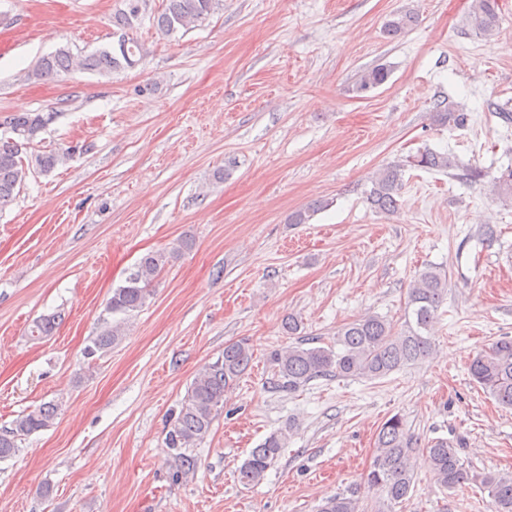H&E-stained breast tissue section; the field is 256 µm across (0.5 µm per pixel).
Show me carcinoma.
<instances>
[{
	"mask_svg": "<svg viewBox=\"0 0 512 512\" xmlns=\"http://www.w3.org/2000/svg\"><path fill=\"white\" fill-rule=\"evenodd\" d=\"M123 8L115 13L113 23L127 35V45L117 52L104 47L82 57L79 67L101 75H110L119 68H132L144 56V46L136 35V22L146 9V0H122ZM224 8V0H162L152 23L164 36L188 31ZM471 25L484 37L495 35L499 26L498 0H471ZM416 14L407 10L393 16L385 25L388 34L396 36L414 26ZM74 65L66 49L41 57L27 73L29 79H46L68 72ZM389 77L385 67L363 72L356 92L364 93L382 85ZM436 121L455 126L468 123V114L450 106L447 101L434 104ZM54 119L52 112H23L9 118L7 132L0 133V210L9 206L15 192L31 173L48 174L64 164L71 150H36L34 142ZM425 171L447 172L458 168L455 158L430 148L410 155L404 164L386 165L371 178L366 191L370 207L383 214L398 212L400 190L406 167ZM494 199L512 201V168L497 177L492 184ZM325 208L315 201L288 216L290 224H307ZM188 238L177 241L169 250L152 251L140 258L125 284L112 289L106 311L111 315L130 317L147 305L158 280L171 258L191 248ZM448 292V276L436 266L418 272L408 292L407 317L402 328L377 315H365L345 324L336 332L335 343L310 346L303 339L275 351L271 357L275 385L292 392L315 378L338 377L382 378L409 364L430 356L435 345L427 332ZM61 321V315H44L34 322L31 336H50ZM122 322H105L86 355L106 352L121 338ZM253 352L249 343L238 340L224 344L217 359L205 365L190 383L181 402L179 413L169 431L168 447L178 451L180 472L196 470L198 460L185 450L195 447L209 434L221 407L224 395L250 369ZM472 380L499 405L512 409V337L504 336L486 349L478 351L469 364ZM55 401L40 404L34 410L18 416L11 428L0 433V460L13 457L19 443L32 434L51 427L58 416ZM288 440L283 430L269 434L251 449L238 470V479L245 486L261 483L276 463ZM416 440L404 418L395 414L382 423L375 439L373 459L367 475L368 486L379 492L374 512H396L410 497L414 488L413 454ZM426 451L432 466V477L445 489H454L472 481L487 489L494 512H512V473H476L460 463L456 447L444 438L430 442ZM317 512H363L359 498L336 494L322 499Z\"/></svg>",
	"mask_w": 512,
	"mask_h": 512,
	"instance_id": "cac0c4a2",
	"label": "carcinoma"
}]
</instances>
